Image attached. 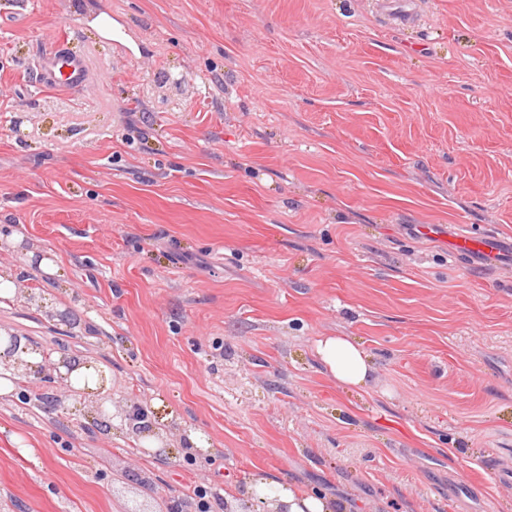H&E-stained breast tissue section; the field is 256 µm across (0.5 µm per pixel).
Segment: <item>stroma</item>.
Returning <instances> with one entry per match:
<instances>
[{"label":"stroma","instance_id":"1","mask_svg":"<svg viewBox=\"0 0 512 512\" xmlns=\"http://www.w3.org/2000/svg\"><path fill=\"white\" fill-rule=\"evenodd\" d=\"M60 35L71 92L37 66ZM7 226L1 276L58 273L0 329L210 446L0 395L10 512H196L197 485L225 512L259 477L341 512H512V0H0ZM467 231L496 251L454 257ZM336 335L366 389L318 361ZM42 75L46 83L56 89L69 90L88 80L85 61L67 52V49L58 50L55 55L45 63ZM316 353L327 372L342 386L364 387L371 364L360 346L346 336H323Z\"/></svg>","mask_w":512,"mask_h":512}]
</instances>
